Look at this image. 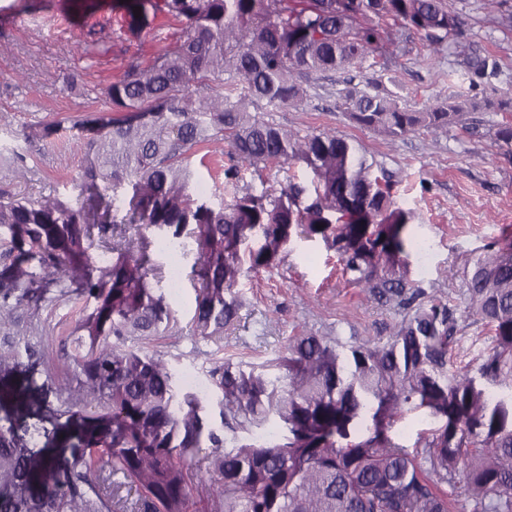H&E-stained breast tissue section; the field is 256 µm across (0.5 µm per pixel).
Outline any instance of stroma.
Segmentation results:
<instances>
[{
	"mask_svg": "<svg viewBox=\"0 0 512 512\" xmlns=\"http://www.w3.org/2000/svg\"><path fill=\"white\" fill-rule=\"evenodd\" d=\"M447 2L465 24V50L448 41L431 45L424 32L396 26L377 56L310 76L297 105L265 106L258 115L302 136L333 132L353 144L376 174L389 177L396 201L416 211L411 232L425 244L424 252L410 257V278L425 299L447 301L456 323L448 371L474 375L493 339L468 310L466 272L477 258L512 239V157L488 135L512 114L484 108L471 113L470 130L452 124L392 138L358 126L336 106L341 92L368 90L381 75L395 78L401 104L411 110L455 99L468 91L450 76L465 53L499 64L497 77L477 89L478 99H495L512 88V30L500 23L501 15L512 14V0ZM183 30L178 20L160 17L140 34H131L120 0H0V189L25 197L78 194L83 153L76 122L109 110L106 87L122 78L129 65L152 63ZM50 123L56 133L39 137L38 129ZM15 150L26 157V178L16 176ZM309 179L299 164L263 170L244 166L238 185L258 191ZM181 244L179 281L161 288L178 326L149 350L166 356L176 386L194 374L212 405L218 401L208 385L213 360L259 364L276 358L289 337L302 333L328 337L343 350L384 342L406 314L397 301L362 292L322 242L298 238L277 266L240 279L238 319L225 327L222 338L204 340L192 331L197 245L189 236ZM80 309L74 293L53 288L39 306L15 309L9 325L0 327V349L19 354L16 367L0 372V428L31 455L51 461V468L34 481L37 491L62 486L73 460L84 451L79 420L63 414L61 407L71 351L63 338ZM439 426L424 411L408 408L390 436L413 453Z\"/></svg>",
	"mask_w": 512,
	"mask_h": 512,
	"instance_id": "obj_1",
	"label": "stroma"
}]
</instances>
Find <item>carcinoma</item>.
<instances>
[{"mask_svg": "<svg viewBox=\"0 0 512 512\" xmlns=\"http://www.w3.org/2000/svg\"><path fill=\"white\" fill-rule=\"evenodd\" d=\"M124 3L132 33L165 16L181 21L185 35L108 85L111 109L77 122L87 197L0 192V230L9 233L13 256L0 269V325L65 280L84 299L67 335L75 385L62 405L80 418L86 449L64 487L35 492V477L51 462L0 429V512H120L122 484L101 480L106 467L142 493L139 512H185L192 487L184 459L201 448L213 449L205 486L211 512H453L444 483L464 484L469 512H512V403L493 401L467 373L448 375L456 325L440 299L417 305L385 343L343 354L323 337L293 336L274 360L215 364L209 377L224 427L250 433L276 416L288 432L280 442L234 437L226 446L210 427L205 399L179 390L169 361L144 350L177 326L156 293L148 251L186 232L199 255L194 331L207 340L222 338L238 318L239 278L279 264L298 236L322 241L368 292L405 306L415 301L414 212L393 199L348 140L326 131L300 137L249 106L293 105L303 94L297 79L375 54L389 32L369 24L373 18L401 21L433 41L462 36L459 15L446 0ZM226 73L247 95H224ZM497 73L496 61L470 58L458 76L474 87ZM486 105L467 97L410 110L379 80L370 92L340 96L357 125L391 137L459 124ZM492 139L512 153V123L498 125ZM224 140L233 161L224 187L232 191L215 205L193 193L190 163L198 146ZM296 163L312 173L311 187L238 188L241 165ZM124 197L131 214L121 223L136 225L135 240L95 243L93 229L106 232L109 210ZM33 261L43 276L27 270ZM466 286L473 316L494 333L480 376L512 380V242L476 260ZM408 405L444 419L414 455L388 435ZM366 420L370 434L356 437Z\"/></svg>", "mask_w": 512, "mask_h": 512, "instance_id": "obj_1", "label": "carcinoma"}]
</instances>
